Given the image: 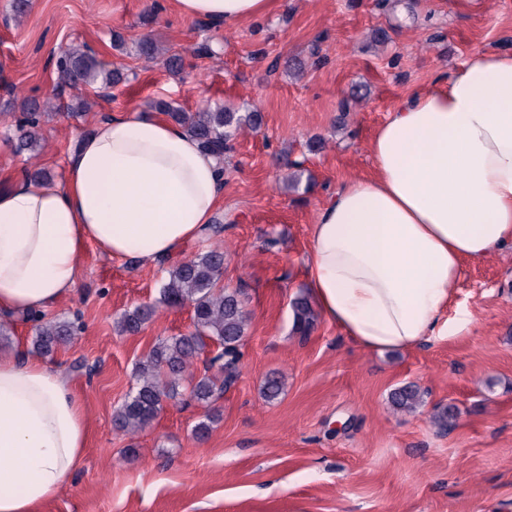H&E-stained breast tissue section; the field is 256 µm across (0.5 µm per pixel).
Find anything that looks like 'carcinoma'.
<instances>
[{"label": "carcinoma", "instance_id": "carcinoma-1", "mask_svg": "<svg viewBox=\"0 0 512 512\" xmlns=\"http://www.w3.org/2000/svg\"><path fill=\"white\" fill-rule=\"evenodd\" d=\"M54 66L60 86H116L127 79L119 67L101 62L85 45H73L60 51ZM51 108L50 99L30 98L22 109L16 125L15 148L31 151L39 140V125L44 112ZM152 108L164 113L182 126L202 148L224 159L232 142L245 127L259 130L261 112L254 106L248 112H237L224 106L206 107L187 112L165 100L152 103ZM224 276V243L204 252L184 258L172 266L168 278L159 289V302L192 309L193 330L187 334L167 336L157 340L136 369L135 386L114 413L115 426L128 434H137L159 415L163 403L182 396L181 383L190 378L189 393L195 401L210 405L224 396L236 382L242 357L241 348L248 330L244 294L239 289L220 286ZM294 333L305 339L314 331L317 314L309 297L300 293L291 301ZM150 305L125 312L118 320L121 333L135 334L152 317ZM80 327L68 319H40L32 338L35 351L51 356L56 349L79 332ZM209 346L213 356L204 360L203 372L197 374V361ZM389 403L396 412L414 413L423 405L420 389L407 384L393 389ZM457 411L453 407H438L432 422L441 429L455 425Z\"/></svg>", "mask_w": 512, "mask_h": 512}]
</instances>
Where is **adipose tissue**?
<instances>
[{"label": "adipose tissue", "mask_w": 512, "mask_h": 512, "mask_svg": "<svg viewBox=\"0 0 512 512\" xmlns=\"http://www.w3.org/2000/svg\"><path fill=\"white\" fill-rule=\"evenodd\" d=\"M274 0H173L234 28ZM311 227L307 284L321 315L371 352L411 351L465 328L447 317L465 262L512 247V52H475L394 106ZM224 166L181 125L137 109L97 122L62 179L0 189V316L29 320L77 287L88 247L168 259L203 240ZM84 406L38 358H0V512H35L73 473Z\"/></svg>", "instance_id": "ef3b65f1"}]
</instances>
